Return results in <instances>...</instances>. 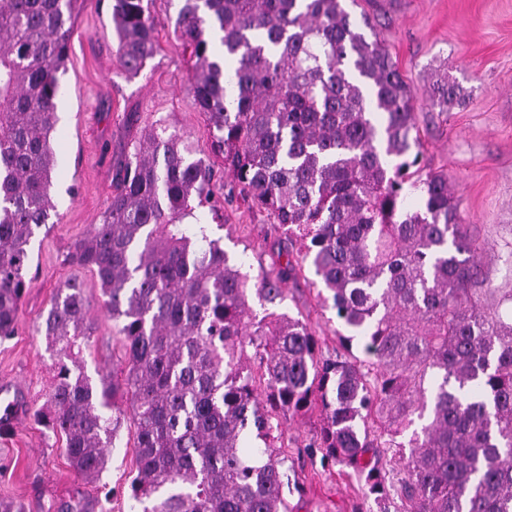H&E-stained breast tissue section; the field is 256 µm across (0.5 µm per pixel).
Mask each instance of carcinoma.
<instances>
[{
    "label": "carcinoma",
    "instance_id": "obj_1",
    "mask_svg": "<svg viewBox=\"0 0 512 512\" xmlns=\"http://www.w3.org/2000/svg\"><path fill=\"white\" fill-rule=\"evenodd\" d=\"M178 2L189 92L224 173L287 247L248 288L218 241L183 223L192 197H212L213 165L175 132L135 135L102 223L66 256L106 297L121 378L86 374L87 300L62 284L37 327L55 375L34 422L97 480L129 420L141 512H292L284 423L313 411L310 447L363 482L358 512H512V290L485 287L483 245L448 174L423 163L395 62L343 0ZM72 4L0 0V342L17 334L30 243L55 209ZM112 24L121 66L140 74L156 52L149 0H113ZM429 98L444 109L467 92L440 78ZM304 262L340 325L327 355L268 309ZM253 430L263 446L247 453Z\"/></svg>",
    "mask_w": 512,
    "mask_h": 512
}]
</instances>
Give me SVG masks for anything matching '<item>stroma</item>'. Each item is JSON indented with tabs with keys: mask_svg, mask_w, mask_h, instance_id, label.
Listing matches in <instances>:
<instances>
[{
	"mask_svg": "<svg viewBox=\"0 0 512 512\" xmlns=\"http://www.w3.org/2000/svg\"><path fill=\"white\" fill-rule=\"evenodd\" d=\"M354 20L369 17L368 40L391 55L415 96L423 156L447 172L461 199L464 223L474 225L486 250L483 271L490 287L512 289V0H357ZM66 69L60 76L58 124L52 146V221L31 245L29 283L21 302L16 336L0 343V384L10 383L14 427L0 433V500L21 502L24 512H136L129 497L135 466L134 430L123 425L99 482L89 483L69 466L62 441L34 423L53 381L45 337L36 327L58 286L81 283L94 323L84 349L88 372L119 371L122 343L95 277L70 265L73 243L101 223L112 195V179L124 165L136 129L163 126L182 136L194 157L210 161L222 178L219 211L194 209L187 221L203 225L219 241L231 264L250 278L269 269L282 240L272 218L243 202L224 160L214 154L206 116L187 91L189 54L174 33L175 5L152 0L159 49L138 76L128 75L117 55L112 0H78ZM468 92L463 106L440 109L427 99L435 67ZM282 312L301 319L322 340L336 345V314L318 297L322 285L310 268L284 284ZM313 420L288 422V464L303 493H291L298 512H355L362 488L354 474L324 465L309 448Z\"/></svg>",
	"mask_w": 512,
	"mask_h": 512,
	"instance_id": "stroma-1",
	"label": "stroma"
}]
</instances>
